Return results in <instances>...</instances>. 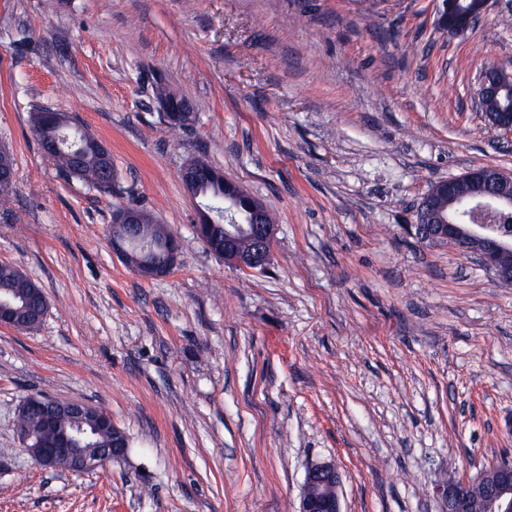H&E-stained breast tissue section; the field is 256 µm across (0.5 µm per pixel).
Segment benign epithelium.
I'll return each instance as SVG.
<instances>
[{
    "label": "benign epithelium",
    "mask_w": 512,
    "mask_h": 512,
    "mask_svg": "<svg viewBox=\"0 0 512 512\" xmlns=\"http://www.w3.org/2000/svg\"><path fill=\"white\" fill-rule=\"evenodd\" d=\"M490 0H480L479 15L471 22L459 20L457 0H439L435 26L451 39H464L481 22L489 10ZM512 76L508 67L495 62L483 65L474 97L476 109L499 135L512 139V111L487 112L486 103L498 96L505 79ZM36 124L42 129L67 127L61 112H41ZM185 187L208 180L216 172L203 162L188 164L181 171ZM245 196L235 182L224 180V213L233 223L224 225V262L244 273H254L267 265L276 239L275 224L265 211L249 207L241 211L239 198ZM417 222L411 232L422 243L459 242L466 252L501 285H512V173L492 166H475L458 177L434 182L417 202ZM144 223V212L126 207L112 217L113 248L124 250L125 226ZM177 241H169L164 253L145 263L147 277L163 276L177 261ZM0 325L23 329L17 308L0 303ZM87 405L72 400L56 401L55 410L47 414L45 426L54 433L46 448L31 447L22 438L31 460L45 470H56L61 462L76 474L91 473L106 463L124 456V433L112 425V417L100 411L96 428H112V447L91 448L85 444L82 428L60 431L58 416L79 423ZM341 475L331 461L318 462L308 468L296 512H342L339 497ZM436 496L440 512H512V462L504 461L488 472L471 479H454L439 485Z\"/></svg>",
    "instance_id": "7a95c632"
}]
</instances>
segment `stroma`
Returning <instances> with one entry per match:
<instances>
[{
  "label": "stroma",
  "instance_id": "35a3bbf8",
  "mask_svg": "<svg viewBox=\"0 0 512 512\" xmlns=\"http://www.w3.org/2000/svg\"><path fill=\"white\" fill-rule=\"evenodd\" d=\"M437 5L0 0V263L47 301L35 330L0 326V512H296L330 460L342 512H439L443 480L512 458V286L410 232L435 180L512 172L471 107L481 64H512V0L463 40ZM43 109L109 147L110 193L43 154ZM197 159L270 211L264 271L199 239ZM125 207L176 232L165 276L114 252ZM33 395L109 413L126 459L35 465L13 427Z\"/></svg>",
  "mask_w": 512,
  "mask_h": 512
}]
</instances>
